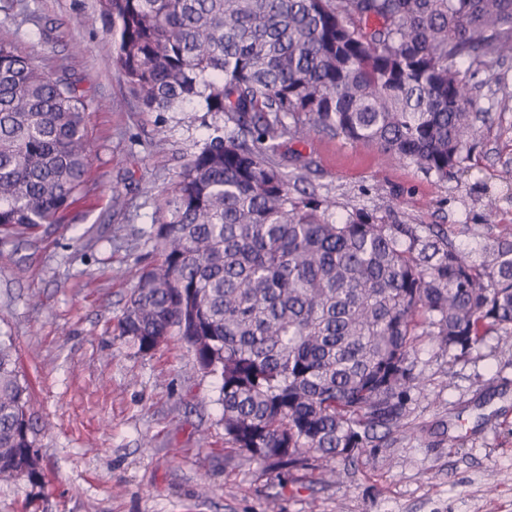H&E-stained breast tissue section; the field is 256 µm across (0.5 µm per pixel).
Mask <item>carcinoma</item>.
Masks as SVG:
<instances>
[{"label":"carcinoma","instance_id":"1","mask_svg":"<svg viewBox=\"0 0 512 512\" xmlns=\"http://www.w3.org/2000/svg\"><path fill=\"white\" fill-rule=\"evenodd\" d=\"M130 91L224 113L150 233L120 319L141 353L177 336L220 381L224 435L316 470L404 426L425 336L462 353L512 333V227L469 251L429 225L297 197L278 140L319 129L439 180L469 158L476 76L512 55V0H97ZM90 166L74 74L0 41V232L61 223ZM31 394L0 336V480L44 474Z\"/></svg>","mask_w":512,"mask_h":512}]
</instances>
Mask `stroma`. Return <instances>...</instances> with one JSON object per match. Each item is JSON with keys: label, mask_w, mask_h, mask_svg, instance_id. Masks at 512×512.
<instances>
[{"label": "stroma", "mask_w": 512, "mask_h": 512, "mask_svg": "<svg viewBox=\"0 0 512 512\" xmlns=\"http://www.w3.org/2000/svg\"><path fill=\"white\" fill-rule=\"evenodd\" d=\"M95 0H0V41L47 73H75L86 104L85 196L62 224L0 238V336L33 390L42 485L0 482V512H512V336L467 352L422 342L423 384L405 426L330 472L226 456L219 381L171 337L138 352L118 322L149 232L183 165L217 129L199 102L146 110L130 93ZM475 92L470 157L441 181L370 146L319 132L282 139L277 158L337 212L382 210L474 247L512 224V59Z\"/></svg>", "instance_id": "1"}]
</instances>
